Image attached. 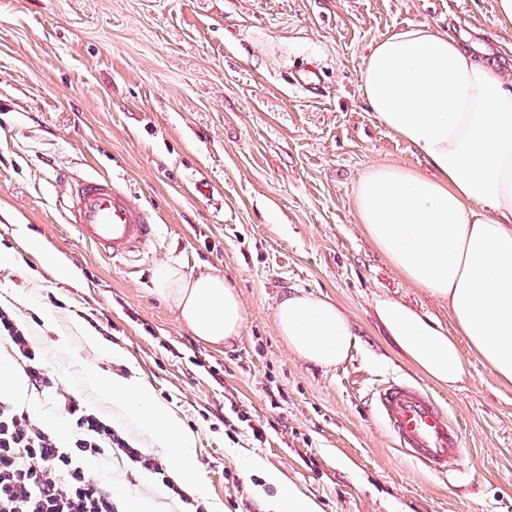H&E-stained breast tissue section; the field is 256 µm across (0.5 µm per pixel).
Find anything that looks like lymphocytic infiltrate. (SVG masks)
Listing matches in <instances>:
<instances>
[{
	"instance_id": "f902f5d3",
	"label": "lymphocytic infiltrate",
	"mask_w": 512,
	"mask_h": 512,
	"mask_svg": "<svg viewBox=\"0 0 512 512\" xmlns=\"http://www.w3.org/2000/svg\"><path fill=\"white\" fill-rule=\"evenodd\" d=\"M0 338L8 341L31 389L52 397L71 427L67 438H59L30 409L0 395V512H117L111 486L89 468L92 461L114 451L172 487L160 456L125 439L82 400L59 392L26 327L4 309Z\"/></svg>"
}]
</instances>
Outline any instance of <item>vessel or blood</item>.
Wrapping results in <instances>:
<instances>
[{
    "instance_id": "b4317fda",
    "label": "vessel or blood",
    "mask_w": 512,
    "mask_h": 512,
    "mask_svg": "<svg viewBox=\"0 0 512 512\" xmlns=\"http://www.w3.org/2000/svg\"><path fill=\"white\" fill-rule=\"evenodd\" d=\"M293 83L314 97L321 96L324 85L320 70L311 64L296 71ZM65 209L82 240L111 258L144 251L157 235L152 215L109 178L75 180ZM375 407L398 450L430 472L440 473L461 453L462 439L447 409L422 387L404 380L384 383L376 391Z\"/></svg>"
}]
</instances>
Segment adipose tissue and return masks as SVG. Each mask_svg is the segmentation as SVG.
Wrapping results in <instances>:
<instances>
[{"label": "adipose tissue", "mask_w": 512, "mask_h": 512, "mask_svg": "<svg viewBox=\"0 0 512 512\" xmlns=\"http://www.w3.org/2000/svg\"><path fill=\"white\" fill-rule=\"evenodd\" d=\"M360 91L377 119L422 157L426 171L371 168L355 190L360 224L411 283L447 301L456 332L404 304L382 299L376 310L414 365L434 383L464 379L456 341L512 384V83L496 65L463 49L452 33L426 24L376 42L360 71ZM155 291L197 339L213 345L240 336L245 311L220 273L185 275L169 263L152 274ZM279 336L301 360L324 368L343 363L358 343L346 313L302 291L279 301ZM87 382L151 448L169 453L174 474L199 489L195 438L139 378L87 372ZM277 489L270 512H321L318 502L266 473Z\"/></svg>", "instance_id": "ef3b65f1"}]
</instances>
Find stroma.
Segmentation results:
<instances>
[{
  "label": "stroma",
  "instance_id": "stroma-1",
  "mask_svg": "<svg viewBox=\"0 0 512 512\" xmlns=\"http://www.w3.org/2000/svg\"><path fill=\"white\" fill-rule=\"evenodd\" d=\"M496 0H0V307L23 323L62 392L111 419L87 368L137 376L196 438L208 512H267L278 470L323 512H512V385L468 349L466 375L437 386L377 317L389 298L455 326L447 303L409 283L359 223L354 193L378 165L425 170L371 112L359 72L371 45L425 23L454 32L512 77V32ZM322 72L314 98L289 82ZM122 181L158 238L109 260L64 218L71 179ZM69 264L54 279L24 246ZM223 272L246 320L231 344L199 341L152 289V271ZM299 289L329 298L359 342L324 369L293 355L274 308ZM56 316L44 325L42 310ZM125 361L87 347L72 321ZM70 351L57 352L59 335ZM422 385L462 427L463 451L436 476L400 453L373 392ZM261 469L243 471V456Z\"/></svg>",
  "mask_w": 512,
  "mask_h": 512
}]
</instances>
